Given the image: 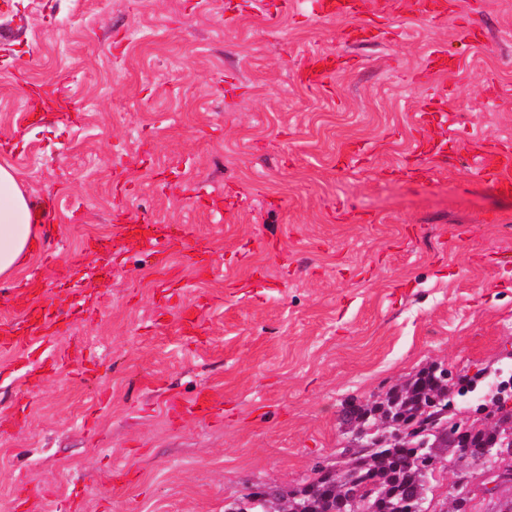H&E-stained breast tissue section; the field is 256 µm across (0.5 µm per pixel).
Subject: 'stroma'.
Returning a JSON list of instances; mask_svg holds the SVG:
<instances>
[{"mask_svg": "<svg viewBox=\"0 0 512 512\" xmlns=\"http://www.w3.org/2000/svg\"><path fill=\"white\" fill-rule=\"evenodd\" d=\"M446 2L0 0V162L56 202L27 307L0 280V337L52 318L0 351V512H226L344 465L346 403L507 365L512 196L472 156L512 141V0ZM315 4V15L323 18H357L368 11V4L381 12H385L387 7L386 3L357 0H317ZM318 66L322 70H318ZM333 70V61L328 58L318 59L310 62L301 74V80L308 86H322L325 84L327 75Z\"/></svg>", "mask_w": 512, "mask_h": 512, "instance_id": "1", "label": "stroma"}]
</instances>
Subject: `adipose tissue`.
I'll return each mask as SVG.
<instances>
[{
    "instance_id": "1",
    "label": "adipose tissue",
    "mask_w": 512,
    "mask_h": 512,
    "mask_svg": "<svg viewBox=\"0 0 512 512\" xmlns=\"http://www.w3.org/2000/svg\"><path fill=\"white\" fill-rule=\"evenodd\" d=\"M39 239L30 200L15 171L0 165V279L12 278L25 267Z\"/></svg>"
}]
</instances>
